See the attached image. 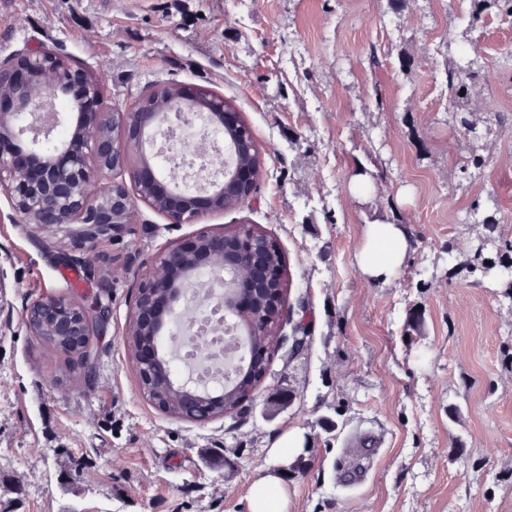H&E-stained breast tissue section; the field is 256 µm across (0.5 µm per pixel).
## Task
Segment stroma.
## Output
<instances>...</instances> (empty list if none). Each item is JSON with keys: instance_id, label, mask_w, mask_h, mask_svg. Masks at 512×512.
I'll return each mask as SVG.
<instances>
[{"instance_id": "35a3bbf8", "label": "stroma", "mask_w": 512, "mask_h": 512, "mask_svg": "<svg viewBox=\"0 0 512 512\" xmlns=\"http://www.w3.org/2000/svg\"><path fill=\"white\" fill-rule=\"evenodd\" d=\"M470 0H0V57L40 42L103 85L124 112L159 85L206 88L251 130L263 161L252 197L190 224L143 202L122 238L75 264L76 225L0 220L10 256L0 302V512H250L248 490L282 469L287 512H512V281L476 279L495 201L512 241V19L468 29ZM466 47L483 72L467 108L488 164L459 170L445 61ZM376 52L378 66L368 63ZM384 169L367 192L359 170ZM401 215L410 239L387 283L359 271L365 225ZM258 226L278 245L302 349L272 356L240 412L196 422L142 393L128 343L139 278L199 231ZM112 280L94 376L31 334L48 294L92 303ZM298 443L270 456L287 432ZM379 432L361 477L337 456Z\"/></svg>"}]
</instances>
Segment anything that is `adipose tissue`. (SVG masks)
<instances>
[{
  "label": "adipose tissue",
  "instance_id": "1",
  "mask_svg": "<svg viewBox=\"0 0 512 512\" xmlns=\"http://www.w3.org/2000/svg\"><path fill=\"white\" fill-rule=\"evenodd\" d=\"M410 243L404 229L395 224H370L364 230L363 241L355 260L359 271L375 281H388L392 271L400 267Z\"/></svg>",
  "mask_w": 512,
  "mask_h": 512
}]
</instances>
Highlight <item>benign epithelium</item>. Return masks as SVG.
I'll list each match as a JSON object with an SVG mask.
<instances>
[{"label":"benign epithelium","instance_id":"obj_1","mask_svg":"<svg viewBox=\"0 0 512 512\" xmlns=\"http://www.w3.org/2000/svg\"><path fill=\"white\" fill-rule=\"evenodd\" d=\"M101 85L84 69L66 63L38 43L0 61V195L23 224L80 226L83 255L119 237L133 218L138 199L163 214L170 224H187L205 209L224 210V170L214 173L191 194L163 171L151 150L157 130L182 115L184 108L162 106L154 112H126L112 118L99 109ZM206 122L218 128L239 126L235 112L224 111L215 95L202 108ZM65 129L58 136V129ZM104 173L112 174L107 183ZM262 245L244 233L200 231L187 244L162 253L151 275L137 289L134 317L127 335L150 336L134 354L142 387L163 393L178 389L192 400L222 389H201L172 374L171 361L160 359L163 341L184 302L185 291L206 270L225 275L224 311L236 333H247L254 306L247 294L229 298L247 280L282 299V272L260 258ZM94 305L46 295L26 310V325L35 336L47 334L63 343L66 354H81L94 336H103L112 319V279L102 280Z\"/></svg>","mask_w":512,"mask_h":512}]
</instances>
